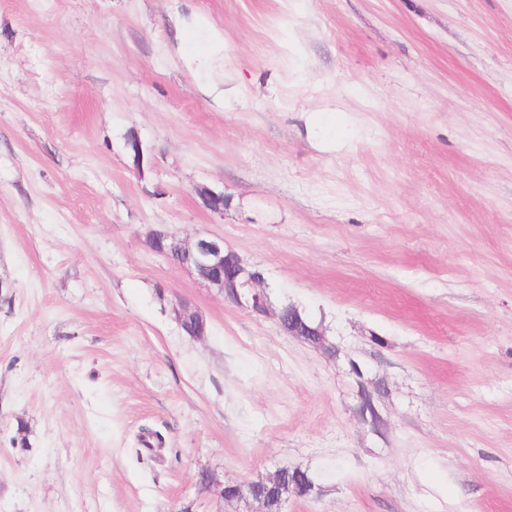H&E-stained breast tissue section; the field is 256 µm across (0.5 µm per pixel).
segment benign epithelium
I'll use <instances>...</instances> for the list:
<instances>
[{"mask_svg": "<svg viewBox=\"0 0 512 512\" xmlns=\"http://www.w3.org/2000/svg\"><path fill=\"white\" fill-rule=\"evenodd\" d=\"M145 246L155 255H161L175 265L195 273L209 286L218 289L224 297L238 305L248 304L253 311L265 313L269 305L264 293L260 291L261 281L253 277L239 256L224 248V239L214 236H199L193 241H185L166 233H150ZM298 311L285 306L275 317L280 327L286 332L311 343L316 348L330 353L334 347L325 345V333L321 326L311 327L296 319ZM282 468H277L273 475L259 480L242 482L227 486L213 473L209 474L206 488H220L221 498L229 502L251 499L261 505V512H268L266 494L278 490Z\"/></svg>", "mask_w": 512, "mask_h": 512, "instance_id": "benign-epithelium-1", "label": "benign epithelium"}]
</instances>
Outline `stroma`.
<instances>
[{
  "label": "stroma",
  "instance_id": "obj_1",
  "mask_svg": "<svg viewBox=\"0 0 512 512\" xmlns=\"http://www.w3.org/2000/svg\"><path fill=\"white\" fill-rule=\"evenodd\" d=\"M0 277V512H512V0H0ZM171 242L168 247L166 240ZM148 251L161 255L175 265L194 272L209 286L218 289L224 297L238 305L243 300L253 311L267 313L269 305L264 293L259 289L261 281L253 277L251 270L246 267L239 256L233 251H226L224 240L214 236H198L193 241H185L166 233L153 231L146 240ZM179 254L182 262L173 256ZM225 263L234 266L229 274ZM296 314H298L297 310L291 309L290 306H285L281 308L277 313H275V317L278 321L279 326L282 327L283 330L286 331L288 334L297 336L316 348L324 349L330 353L335 351L333 346L326 343L325 333L321 325H317L316 327H311L306 324L303 325L302 321H298L296 319ZM286 325H288V329L285 327ZM309 336L319 337L317 341H311ZM325 343L329 345V347L325 346ZM284 467L285 466L278 467L274 474L267 478L226 486H224V482H221L214 473H209L208 481L205 484L200 482V484L205 488L220 487V496L227 503L252 499L262 506L260 511L269 512L266 507V495L278 490L281 471ZM258 484H261L266 491L260 493ZM227 489H231V492H228Z\"/></svg>",
  "mask_w": 512,
  "mask_h": 512
}]
</instances>
